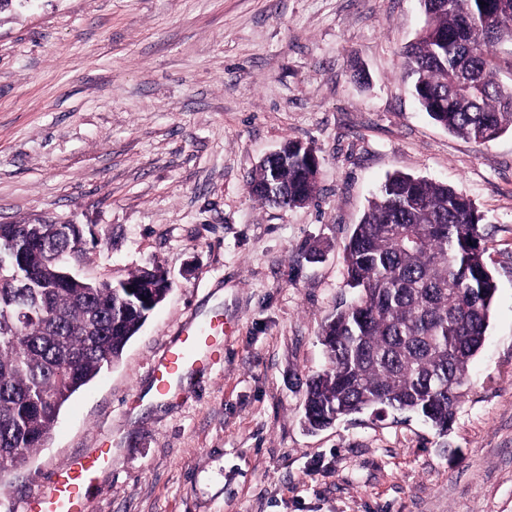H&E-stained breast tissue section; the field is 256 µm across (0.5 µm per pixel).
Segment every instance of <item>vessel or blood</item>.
<instances>
[{"instance_id": "1", "label": "vessel or blood", "mask_w": 512, "mask_h": 512, "mask_svg": "<svg viewBox=\"0 0 512 512\" xmlns=\"http://www.w3.org/2000/svg\"><path fill=\"white\" fill-rule=\"evenodd\" d=\"M223 332L224 322L216 315L184 322L152 366L157 394H172L182 376L222 359ZM111 456L108 448L78 455L74 463L56 470L46 491L27 499L23 512H90V489Z\"/></svg>"}]
</instances>
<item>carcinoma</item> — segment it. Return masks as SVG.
I'll return each mask as SVG.
<instances>
[{
  "mask_svg": "<svg viewBox=\"0 0 512 512\" xmlns=\"http://www.w3.org/2000/svg\"><path fill=\"white\" fill-rule=\"evenodd\" d=\"M421 4L425 23L404 58L422 110L477 143L512 130V86L497 78L498 47L512 44V0ZM283 150L288 165H260L251 194L271 183L280 192L269 205L313 201L317 169L299 141ZM481 222L461 190L386 178L346 246L354 296L322 327L328 367L309 380L308 427L383 408L448 431L497 292ZM79 245L49 224H0V478L43 445L64 404L122 355L167 293L157 263L115 290L57 275ZM41 281L47 287H22Z\"/></svg>",
  "mask_w": 512,
  "mask_h": 512,
  "instance_id": "cac0c4a2",
  "label": "carcinoma"
}]
</instances>
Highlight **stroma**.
<instances>
[{
	"label": "stroma",
	"instance_id": "35a3bbf8",
	"mask_svg": "<svg viewBox=\"0 0 512 512\" xmlns=\"http://www.w3.org/2000/svg\"><path fill=\"white\" fill-rule=\"evenodd\" d=\"M420 0H28L0 14V221L77 225L70 271L157 263L164 302L75 393L0 512L102 444L91 512H512V132L479 144L415 100L401 50ZM319 159L315 203L253 198L286 140ZM395 172L464 190L498 291L446 435L421 417L303 425L321 328L349 303L345 246ZM224 358L144 402L191 317Z\"/></svg>",
	"mask_w": 512,
	"mask_h": 512
}]
</instances>
